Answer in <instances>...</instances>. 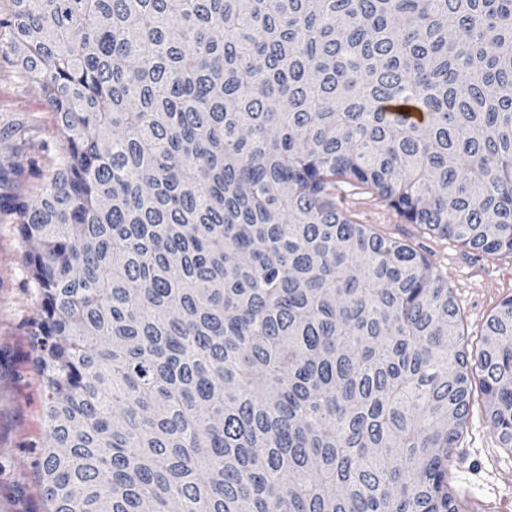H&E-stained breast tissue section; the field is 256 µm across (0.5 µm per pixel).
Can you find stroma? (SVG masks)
Listing matches in <instances>:
<instances>
[{
	"label": "stroma",
	"instance_id": "obj_1",
	"mask_svg": "<svg viewBox=\"0 0 512 512\" xmlns=\"http://www.w3.org/2000/svg\"><path fill=\"white\" fill-rule=\"evenodd\" d=\"M25 117L30 138L53 143L55 116L38 88L18 75L16 59L0 49V118ZM336 203L357 223L405 242L424 255L447 282L460 308L469 342H476L489 315L512 298V253H484L409 223L369 189L339 184ZM28 243L16 224L0 216V512H44L40 475L25 443L43 437L42 375L27 322L35 291L25 282ZM449 487L491 512H512V455L499 447L483 402H475L448 470Z\"/></svg>",
	"mask_w": 512,
	"mask_h": 512
}]
</instances>
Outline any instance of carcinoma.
I'll list each match as a JSON object with an SVG mask.
<instances>
[{"label":"carcinoma","mask_w":512,"mask_h":512,"mask_svg":"<svg viewBox=\"0 0 512 512\" xmlns=\"http://www.w3.org/2000/svg\"><path fill=\"white\" fill-rule=\"evenodd\" d=\"M12 2L56 115L45 171L0 121L47 512H477L448 464L476 392L512 452V298L468 352L435 267L335 190L512 252V0Z\"/></svg>","instance_id":"cac0c4a2"}]
</instances>
